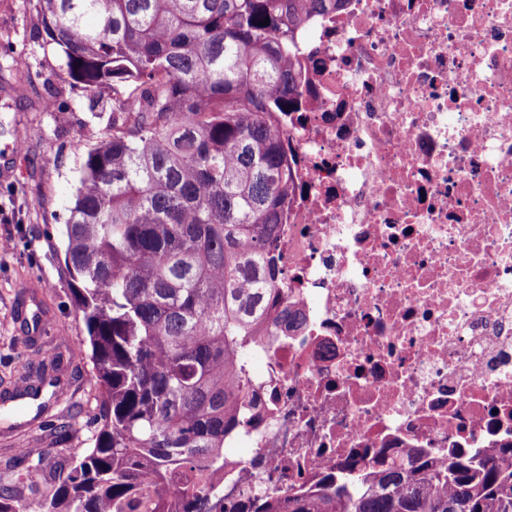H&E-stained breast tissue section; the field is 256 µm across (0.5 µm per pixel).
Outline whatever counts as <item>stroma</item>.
<instances>
[{"instance_id": "obj_1", "label": "stroma", "mask_w": 512, "mask_h": 512, "mask_svg": "<svg viewBox=\"0 0 512 512\" xmlns=\"http://www.w3.org/2000/svg\"><path fill=\"white\" fill-rule=\"evenodd\" d=\"M57 45L46 38L33 0H0V393L13 390L23 366L55 348L87 350L81 314L72 304L61 228L78 186L86 148L112 133L111 112L87 109L88 93L61 71ZM22 141L25 151L9 146ZM38 283L41 329L24 310L28 283ZM92 364L66 367L44 415L35 402L0 403V459L19 448L44 449L49 458L90 446L95 432ZM72 427L68 444L55 441L43 419Z\"/></svg>"}]
</instances>
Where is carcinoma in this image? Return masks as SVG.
Segmentation results:
<instances>
[{"mask_svg": "<svg viewBox=\"0 0 512 512\" xmlns=\"http://www.w3.org/2000/svg\"><path fill=\"white\" fill-rule=\"evenodd\" d=\"M343 0H35L63 69L112 101L82 157L65 264L95 378L92 446L0 468V512H220L212 473L239 422L297 157L276 114L303 95L296 40ZM269 20L262 26L260 22ZM78 354L22 377L38 397ZM512 441L438 464L381 448L251 512H512ZM28 490L34 504L22 497Z\"/></svg>", "mask_w": 512, "mask_h": 512, "instance_id": "carcinoma-1", "label": "carcinoma"}]
</instances>
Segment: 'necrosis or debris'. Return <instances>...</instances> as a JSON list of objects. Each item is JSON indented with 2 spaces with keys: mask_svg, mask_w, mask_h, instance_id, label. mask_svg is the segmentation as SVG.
I'll return each mask as SVG.
<instances>
[{
  "mask_svg": "<svg viewBox=\"0 0 512 512\" xmlns=\"http://www.w3.org/2000/svg\"><path fill=\"white\" fill-rule=\"evenodd\" d=\"M299 190L224 512L356 451L447 460L512 440V0H347L299 43Z\"/></svg>",
  "mask_w": 512,
  "mask_h": 512,
  "instance_id": "4bbe7bcc",
  "label": "necrosis or debris"
}]
</instances>
